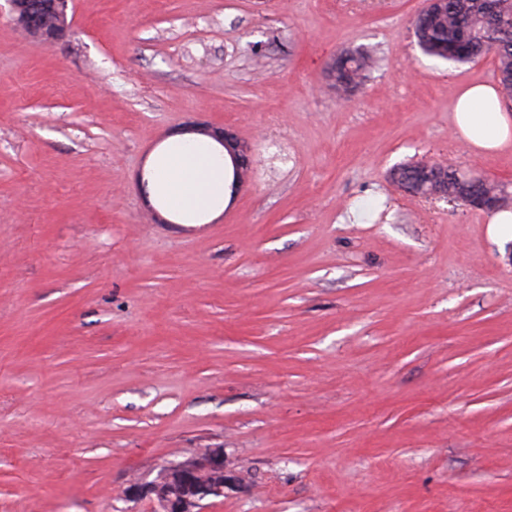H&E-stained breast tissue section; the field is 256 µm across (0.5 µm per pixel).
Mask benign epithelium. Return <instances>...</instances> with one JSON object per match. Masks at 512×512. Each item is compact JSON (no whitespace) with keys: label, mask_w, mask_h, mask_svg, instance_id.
I'll use <instances>...</instances> for the list:
<instances>
[{"label":"benign epithelium","mask_w":512,"mask_h":512,"mask_svg":"<svg viewBox=\"0 0 512 512\" xmlns=\"http://www.w3.org/2000/svg\"><path fill=\"white\" fill-rule=\"evenodd\" d=\"M17 27L35 41L51 44L65 39L72 28L68 18L69 0H7ZM212 135L229 148L230 157L239 174L250 167L248 147L237 143L227 129ZM227 470L224 451L208 449L179 462L167 465L163 476L145 488L129 487L125 497L137 500L153 496L165 512H200L207 499L224 497Z\"/></svg>","instance_id":"1"}]
</instances>
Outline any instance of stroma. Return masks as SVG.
<instances>
[{
	"instance_id": "stroma-1",
	"label": "stroma",
	"mask_w": 512,
	"mask_h": 512,
	"mask_svg": "<svg viewBox=\"0 0 512 512\" xmlns=\"http://www.w3.org/2000/svg\"><path fill=\"white\" fill-rule=\"evenodd\" d=\"M425 5L71 0L41 44L0 0V512H158L124 488L203 448L239 480L204 512H512V240L390 178L512 190L453 130L497 59L423 55ZM194 125L250 172L168 223L141 174ZM373 64V57L366 50L343 51L330 65L327 77L336 94L348 100L361 87ZM212 135L219 140L222 145H226L230 151V157L235 168L236 175L241 174L245 168L250 167L247 145H239L233 137L232 132L227 129L212 130ZM445 167L436 164H429L427 167ZM473 176L464 174L467 178L472 180L482 181L484 183H491L483 175L474 172ZM461 173L457 169H435L432 167L430 174L424 173L422 163L404 166L399 168L393 173L394 181L405 191L415 194L424 195L427 192H442L443 187L448 191L447 193H432L426 194L425 197H449L450 195L461 196L457 203H462L473 209L482 210L484 206L489 205L491 202H501L505 200L504 195L509 193L501 186L496 184L484 183H468L460 181Z\"/></svg>"
}]
</instances>
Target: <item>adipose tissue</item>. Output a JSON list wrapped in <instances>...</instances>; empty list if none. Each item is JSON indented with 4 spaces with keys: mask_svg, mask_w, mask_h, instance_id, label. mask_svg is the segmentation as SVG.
<instances>
[{
    "mask_svg": "<svg viewBox=\"0 0 512 512\" xmlns=\"http://www.w3.org/2000/svg\"><path fill=\"white\" fill-rule=\"evenodd\" d=\"M454 130L475 154L512 148V113L494 85L474 83L459 90ZM223 147L212 139L174 136L150 156L145 180L153 202L181 224H195L224 202Z\"/></svg>",
    "mask_w": 512,
    "mask_h": 512,
    "instance_id": "obj_1",
    "label": "adipose tissue"
}]
</instances>
